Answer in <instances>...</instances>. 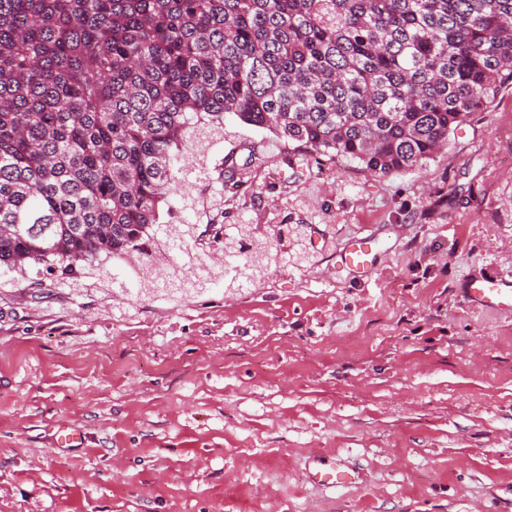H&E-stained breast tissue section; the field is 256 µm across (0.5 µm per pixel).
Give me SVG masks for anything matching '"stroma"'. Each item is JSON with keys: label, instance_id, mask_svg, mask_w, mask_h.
I'll return each mask as SVG.
<instances>
[{"label": "stroma", "instance_id": "stroma-1", "mask_svg": "<svg viewBox=\"0 0 512 512\" xmlns=\"http://www.w3.org/2000/svg\"><path fill=\"white\" fill-rule=\"evenodd\" d=\"M226 127L237 186L180 183L172 223L298 224L307 261L188 295L1 278L0 512H512V312L461 292L512 278V85L387 175ZM368 235L372 273L339 268ZM342 461L336 460V467L331 468L332 472H329L328 468H326L327 463L325 462V459L323 457L317 456L312 459V472L314 477H318L321 480L326 477H331L333 484H336V481L340 480L341 478H348L352 480H356L358 476H356L355 472H349L348 470H345L342 467Z\"/></svg>", "mask_w": 512, "mask_h": 512}]
</instances>
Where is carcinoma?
<instances>
[{
    "label": "carcinoma",
    "instance_id": "obj_1",
    "mask_svg": "<svg viewBox=\"0 0 512 512\" xmlns=\"http://www.w3.org/2000/svg\"><path fill=\"white\" fill-rule=\"evenodd\" d=\"M512 85V0H0V277L57 267L138 290H230L307 259L279 225L213 242L195 273L193 224H160L177 166L224 121L384 175L424 165ZM124 275L106 263L130 253Z\"/></svg>",
    "mask_w": 512,
    "mask_h": 512
}]
</instances>
